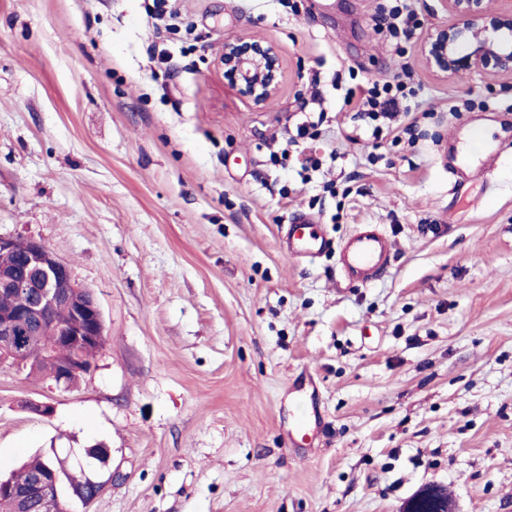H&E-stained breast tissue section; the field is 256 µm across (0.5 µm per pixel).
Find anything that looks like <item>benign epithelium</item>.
<instances>
[{
  "mask_svg": "<svg viewBox=\"0 0 512 512\" xmlns=\"http://www.w3.org/2000/svg\"><path fill=\"white\" fill-rule=\"evenodd\" d=\"M505 2L503 10L489 11L484 0H446L458 22L429 33L422 50L427 70L444 79L485 70L512 77V0ZM220 62L224 75L254 105L262 107L277 96L282 65L273 44L247 35L229 38L224 41ZM1 251L20 254L23 269L20 273L0 271V293L20 292L27 301L19 309L0 310V359L26 364L24 336L36 332L47 337L45 356L56 364L55 383L67 388L72 376L90 370L78 355L95 349L105 334L100 307L89 290L75 283L70 266L44 242L0 235ZM59 308L71 311V321L53 320L52 312ZM66 469L60 459L23 489L0 485V506L7 512H26V506L34 502L37 512H62L56 489L60 472ZM84 477V483L72 491L87 503L104 490L105 482L89 472ZM423 498L434 504V512H453L440 487H429L409 500L403 512H418Z\"/></svg>",
  "mask_w": 512,
  "mask_h": 512,
  "instance_id": "benign-epithelium-1",
  "label": "benign epithelium"
}]
</instances>
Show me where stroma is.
<instances>
[{
	"label": "stroma",
	"instance_id": "1",
	"mask_svg": "<svg viewBox=\"0 0 512 512\" xmlns=\"http://www.w3.org/2000/svg\"><path fill=\"white\" fill-rule=\"evenodd\" d=\"M151 3L0 0V234L68 263L106 334L67 389L0 360V474L102 442L111 480L65 512H401L429 486L512 512V78L426 69L444 0H411L398 42L390 0H169L162 31ZM240 35L281 56L266 107L224 76ZM404 64L411 134L365 141L347 92ZM477 123L501 155L461 180ZM298 210L337 241L381 225L388 274L289 259ZM301 402L311 448L288 445ZM388 29L394 38L409 37L416 29L415 13L409 0H392Z\"/></svg>",
	"mask_w": 512,
	"mask_h": 512
}]
</instances>
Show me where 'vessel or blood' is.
Here are the masks:
<instances>
[{
	"instance_id": "1",
	"label": "vessel or blood",
	"mask_w": 512,
	"mask_h": 512,
	"mask_svg": "<svg viewBox=\"0 0 512 512\" xmlns=\"http://www.w3.org/2000/svg\"><path fill=\"white\" fill-rule=\"evenodd\" d=\"M281 250L292 259L313 261L324 253L336 254L340 275L351 282L367 284L384 276L390 265L391 244L377 224H361L341 242H334L315 217L294 213L279 236Z\"/></svg>"
}]
</instances>
